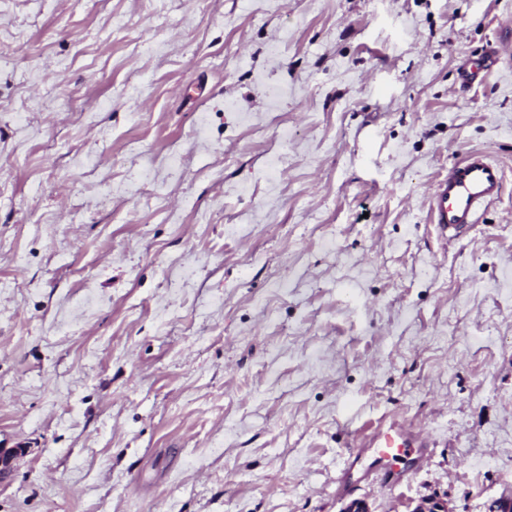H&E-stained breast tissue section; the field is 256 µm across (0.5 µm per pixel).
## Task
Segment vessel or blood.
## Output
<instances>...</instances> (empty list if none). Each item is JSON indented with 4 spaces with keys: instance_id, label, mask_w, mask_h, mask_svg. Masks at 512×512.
<instances>
[{
    "instance_id": "b4317fda",
    "label": "vessel or blood",
    "mask_w": 512,
    "mask_h": 512,
    "mask_svg": "<svg viewBox=\"0 0 512 512\" xmlns=\"http://www.w3.org/2000/svg\"><path fill=\"white\" fill-rule=\"evenodd\" d=\"M502 168L481 152L455 162L447 178L438 181L430 196V221L443 233L478 223L480 214L500 196ZM430 446L421 432L396 421L365 432L351 449L336 483L337 494L367 482L394 484L420 465Z\"/></svg>"
}]
</instances>
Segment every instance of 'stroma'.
<instances>
[{"instance_id": "stroma-1", "label": "stroma", "mask_w": 512, "mask_h": 512, "mask_svg": "<svg viewBox=\"0 0 512 512\" xmlns=\"http://www.w3.org/2000/svg\"><path fill=\"white\" fill-rule=\"evenodd\" d=\"M394 419L372 512L512 495V0H0V512H341ZM502 168L481 152H470L448 169L430 196V221L442 233L478 224L480 214L501 194ZM430 442L411 425L380 423L365 432L344 462L336 483L337 495L348 494L361 483L395 484L427 455Z\"/></svg>"}]
</instances>
